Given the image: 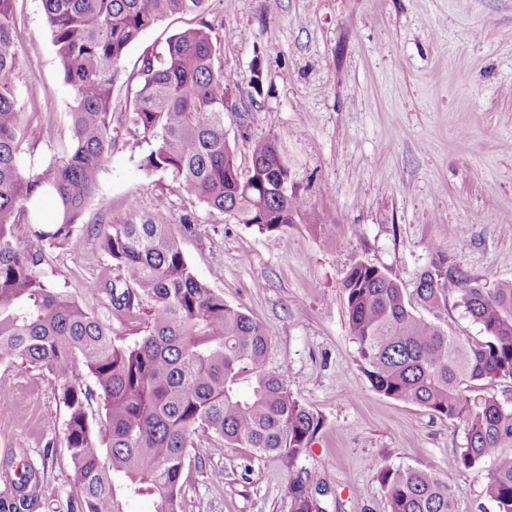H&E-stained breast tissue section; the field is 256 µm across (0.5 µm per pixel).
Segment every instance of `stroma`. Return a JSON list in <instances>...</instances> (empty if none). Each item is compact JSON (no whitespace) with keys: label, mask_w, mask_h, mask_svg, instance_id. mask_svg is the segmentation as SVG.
Listing matches in <instances>:
<instances>
[{"label":"stroma","mask_w":512,"mask_h":512,"mask_svg":"<svg viewBox=\"0 0 512 512\" xmlns=\"http://www.w3.org/2000/svg\"><path fill=\"white\" fill-rule=\"evenodd\" d=\"M15 19L16 107L39 134L23 143L19 164L33 173L68 146L73 94L42 0H16ZM204 21L224 39L233 104L224 130L239 163L248 141L275 139L322 231L298 223L277 237L236 223L183 196L172 176L145 174L119 136L76 227L83 249H44L38 275L107 312L101 283L113 270L101 234L131 210L164 211L198 279L263 326L267 369L320 416L291 467L198 433L182 512H288L286 487L300 470L324 512H384L377 463L435 472L458 489L457 512H497L486 471L457 464L462 427L373 390L358 366L342 283L364 261L411 294L440 256L471 276L512 281V0H211L206 14L146 30L123 73ZM447 298L419 315L460 339L482 338L455 289ZM0 405L9 412L0 473L44 464L42 495L23 512H62L76 475L56 382L0 363ZM214 470L222 482L209 479Z\"/></svg>","instance_id":"obj_1"}]
</instances>
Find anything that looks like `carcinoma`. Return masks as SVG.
Instances as JSON below:
<instances>
[{
    "mask_svg": "<svg viewBox=\"0 0 512 512\" xmlns=\"http://www.w3.org/2000/svg\"><path fill=\"white\" fill-rule=\"evenodd\" d=\"M210 0H43L64 82L73 91L70 146L35 173L18 164L35 138L16 108L15 0H0V362L22 361L53 376L66 410L65 441L77 482L66 512H126L148 496L156 512H181L183 473L194 436L207 430L234 447L275 455L288 466L321 427L279 375L265 369L269 336L259 322L199 280L163 211L111 225L101 248L117 270L102 282L113 313L146 317L132 344L67 289L36 275L42 248H82L75 226L93 202L112 151L113 93L126 50L159 21L202 14ZM221 39L209 25L172 34L162 53H146L126 79L121 128L148 175L171 174L181 193L263 233L282 236L318 214L291 184L272 138L248 142L237 163L224 134L229 80ZM58 206L37 219L40 200ZM485 334L463 342L418 315L386 269L358 262L343 281L358 364L371 387L394 400L458 422L457 462L489 465L486 496L512 512V406L482 393L483 382L512 379V282L492 286L445 258L420 275L422 305L447 302L448 286ZM92 378L95 389L84 384ZM98 418L89 414L92 402ZM385 512H455L457 492L428 470L372 464ZM17 512L42 494L39 470L11 484ZM288 512H323L309 476L288 483Z\"/></svg>",
    "mask_w": 512,
    "mask_h": 512,
    "instance_id": "carcinoma-1",
    "label": "carcinoma"
}]
</instances>
